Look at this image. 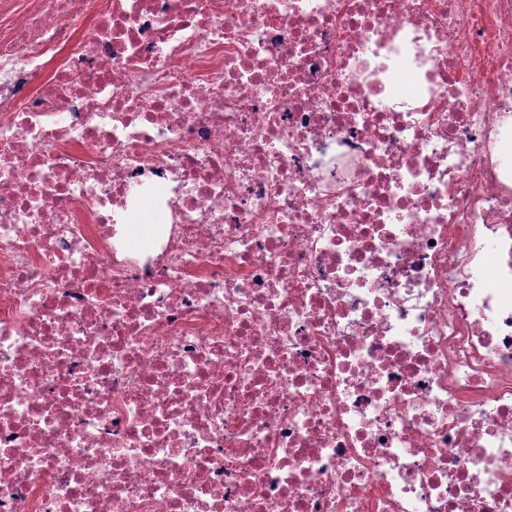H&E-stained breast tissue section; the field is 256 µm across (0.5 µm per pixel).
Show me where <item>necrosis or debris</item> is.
<instances>
[{
  "label": "necrosis or debris",
  "mask_w": 512,
  "mask_h": 512,
  "mask_svg": "<svg viewBox=\"0 0 512 512\" xmlns=\"http://www.w3.org/2000/svg\"><path fill=\"white\" fill-rule=\"evenodd\" d=\"M0 512H512V0H0Z\"/></svg>",
  "instance_id": "necrosis-or-debris-1"
}]
</instances>
